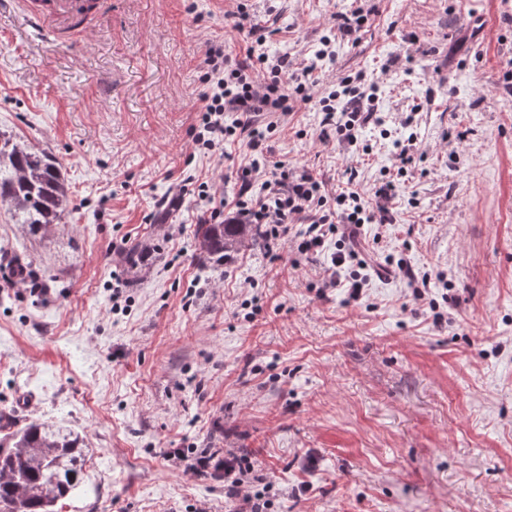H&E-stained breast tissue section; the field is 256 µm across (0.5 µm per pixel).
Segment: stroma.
I'll list each match as a JSON object with an SVG mask.
<instances>
[{
    "label": "stroma",
    "mask_w": 512,
    "mask_h": 512,
    "mask_svg": "<svg viewBox=\"0 0 512 512\" xmlns=\"http://www.w3.org/2000/svg\"><path fill=\"white\" fill-rule=\"evenodd\" d=\"M242 2L268 55L331 41L271 160L370 199L415 115L396 221L356 242L359 299L328 284L335 237L302 251L298 223L198 263L199 186L235 199L250 153L191 142L206 51L239 53ZM358 7L357 41L331 39ZM84 26L45 38L0 0V131L50 149L71 191L42 236L0 204V416L86 443L55 512H233L203 455L252 464L239 497L268 512H512V0H101ZM357 72L391 132L366 128V155L320 140V97ZM387 257L430 276L427 300Z\"/></svg>",
    "instance_id": "35a3bbf8"
}]
</instances>
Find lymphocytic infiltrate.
Wrapping results in <instances>:
<instances>
[{
    "mask_svg": "<svg viewBox=\"0 0 512 512\" xmlns=\"http://www.w3.org/2000/svg\"><path fill=\"white\" fill-rule=\"evenodd\" d=\"M236 26L246 34L243 54L230 57L223 47L214 45L207 51L202 75L205 90L192 137L196 150L207 154L241 133L250 135L252 156L243 169L247 191L235 202L234 223L257 224L265 236L279 238L287 236L291 223L300 222L306 226L308 246L318 247L327 236L338 234L346 240L373 220H391L394 181H385L376 189L379 205L373 210L354 190L328 197L312 170H297L284 161L267 163V132L253 127V117L259 112L285 117L308 102L311 88L318 83L314 75L317 63L329 52L319 50L315 58L297 64L284 56L272 59L260 50L263 26L246 7H239ZM376 101L375 84L366 83L358 73L338 78L335 90L321 97L319 103L326 123L336 130L337 141L355 147L360 131L368 124L380 126L382 137L390 135L384 118L374 110ZM331 264L337 274L331 277L330 286L347 289L350 298H359L366 284L360 254L352 249L338 250Z\"/></svg>",
    "mask_w": 512,
    "mask_h": 512,
    "instance_id": "f902f5d3",
    "label": "lymphocytic infiltrate"
}]
</instances>
